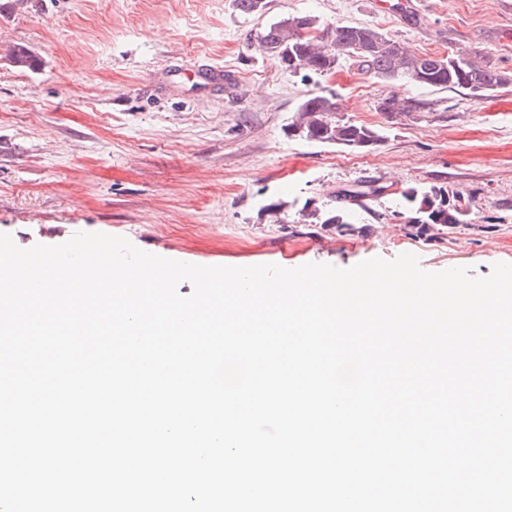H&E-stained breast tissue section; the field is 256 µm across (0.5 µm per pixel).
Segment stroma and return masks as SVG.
I'll return each instance as SVG.
<instances>
[{
	"label": "stroma",
	"instance_id": "1",
	"mask_svg": "<svg viewBox=\"0 0 512 512\" xmlns=\"http://www.w3.org/2000/svg\"><path fill=\"white\" fill-rule=\"evenodd\" d=\"M291 14L380 28L412 50H464L512 71V0H420L393 15L369 0H269L248 17L232 0H0V53L22 44L42 62L19 71L0 56V233L22 248L58 245L71 228L209 266L308 263L348 268L411 252L422 269L488 276L512 264V86L485 97L388 84L350 64L326 75L285 69L256 40ZM232 74L222 92L195 67ZM335 93L338 118L378 129L357 150L288 134L307 95ZM442 98L441 112H379L388 94ZM380 186L358 211L362 234L313 232L304 205ZM474 198V223L416 237L394 213L410 186ZM284 204L281 216L273 206Z\"/></svg>",
	"mask_w": 512,
	"mask_h": 512
}]
</instances>
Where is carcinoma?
Here are the masks:
<instances>
[{
	"instance_id": "1",
	"label": "carcinoma",
	"mask_w": 512,
	"mask_h": 512,
	"mask_svg": "<svg viewBox=\"0 0 512 512\" xmlns=\"http://www.w3.org/2000/svg\"><path fill=\"white\" fill-rule=\"evenodd\" d=\"M234 5L246 16L260 17L267 11L268 0H234ZM257 39L265 53L294 71L329 74L348 61L383 82L464 90L472 96H483L512 84L511 74L491 64H477L464 50L446 56L417 53L377 28L323 24L310 14L275 20L262 29ZM8 60L20 70L36 71L41 67L40 59L23 47L9 49ZM440 103L439 99L391 96L380 99L376 110L387 106L392 112H438ZM337 111L334 95H311L296 107L288 134L309 142L354 149H367L381 141L378 130L338 119ZM359 198L358 194L346 193L341 205L310 210L304 207V222L319 231L359 233L362 227L352 220V207H365ZM401 200L398 216L420 236L451 234L472 223L474 216L473 197L444 186L409 187L401 192Z\"/></svg>"
}]
</instances>
